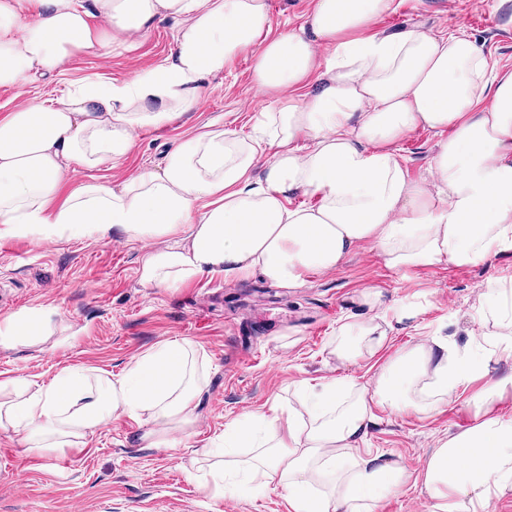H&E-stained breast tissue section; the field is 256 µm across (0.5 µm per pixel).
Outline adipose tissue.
Instances as JSON below:
<instances>
[{"label": "adipose tissue", "mask_w": 512, "mask_h": 512, "mask_svg": "<svg viewBox=\"0 0 512 512\" xmlns=\"http://www.w3.org/2000/svg\"><path fill=\"white\" fill-rule=\"evenodd\" d=\"M394 9L395 0H313L303 25L273 36L268 0H0V85L53 78L77 53L135 46L157 22L177 33L162 67L122 84L89 79L0 118V232L158 240L139 260L150 288L216 276L295 288L366 242L398 271L511 251L512 73L491 75L483 45L462 34L374 31ZM241 55L252 57L258 88L281 97L267 135L204 132L123 184L66 190L74 165L123 159L138 130L191 108ZM420 126L443 135L426 179L412 177L394 150ZM299 194L316 205H292ZM360 301L389 314L340 327L345 341L331 354L343 363L377 354L390 331L424 312L409 299L383 304L372 288ZM481 313L500 333L464 347L424 338L396 353L373 385L332 379L301 407L278 402L233 421L217 447L258 449L244 476L281 486L293 512H376L383 496L411 483L428 512H484L512 492V415L500 410L512 375L485 380L491 364L512 360V308L489 288ZM51 316L16 313L0 322V344L49 335ZM196 353L192 342L172 340L117 377L65 367L46 387L0 380V426L52 450L145 410L152 427L143 440L158 447L196 421ZM478 379L471 425L438 439L419 473L364 447L373 406L427 414Z\"/></svg>", "instance_id": "obj_1"}]
</instances>
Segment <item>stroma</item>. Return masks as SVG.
I'll use <instances>...</instances> for the list:
<instances>
[{"label":"stroma","mask_w":512,"mask_h":512,"mask_svg":"<svg viewBox=\"0 0 512 512\" xmlns=\"http://www.w3.org/2000/svg\"><path fill=\"white\" fill-rule=\"evenodd\" d=\"M383 15L379 32L409 29L462 32L483 43L495 70L512 73V0H398ZM176 47V34L154 24L132 49L105 58L74 57L50 82L0 86V116L23 101L60 96L69 86L97 75L125 83L157 68ZM253 60L242 56L211 78L199 102L167 126L138 132L128 156L117 165L88 171L77 167L69 187L98 180L119 185L145 168L158 167L171 145L203 131L248 135L277 97L259 92ZM438 135L417 128L396 151L417 177L428 174ZM144 242L125 238L95 241L0 237V320L25 309H48L54 325L79 331L69 344L0 346V379L24 376L48 384L67 365L119 374L158 344L188 339L197 344L205 384L195 399L197 421L188 433L172 435L170 446L144 447L147 415H121L84 442L46 454L29 448L23 434L0 427V512H291L286 492L271 484L255 493L219 494L202 476L212 465L205 452L235 418L268 411L273 401H297L299 383L315 385L333 376L371 382L400 346L428 336L458 345L480 340L487 327L480 300L488 287L512 282V252L482 263L439 264L407 272L388 269L378 249L362 245L334 271L308 276L298 288L261 279L227 283L204 278L178 289L146 288L138 260ZM381 290L384 300L412 299L424 312L417 327L391 335L377 356L344 365L330 356L339 325L349 317H372L361 292ZM482 386L461 387L428 416L376 408L377 422L366 445L407 470H420L440 437L473 417L472 395Z\"/></svg>","instance_id":"stroma-1"}]
</instances>
